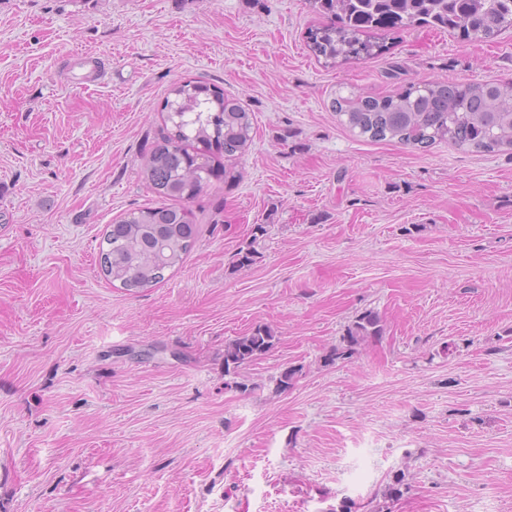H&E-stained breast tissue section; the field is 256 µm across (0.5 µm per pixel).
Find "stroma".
<instances>
[{"instance_id": "obj_1", "label": "stroma", "mask_w": 512, "mask_h": 512, "mask_svg": "<svg viewBox=\"0 0 512 512\" xmlns=\"http://www.w3.org/2000/svg\"><path fill=\"white\" fill-rule=\"evenodd\" d=\"M322 21L309 0H0V512H372L395 482L391 512H512V154L371 141L331 109L512 81V29L388 31L327 65ZM84 52L111 81L64 76ZM187 80L240 97L253 140L189 202L183 264L129 292L99 244L156 203L143 158ZM367 310L382 336L324 364ZM259 325L274 348L225 376ZM265 232L266 227L263 224H257L252 229L250 237H248L249 239L247 238L239 245L238 251L235 254L239 266H245L255 261V256L258 254L255 244Z\"/></svg>"}]
</instances>
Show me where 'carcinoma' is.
I'll use <instances>...</instances> for the list:
<instances>
[{
  "mask_svg": "<svg viewBox=\"0 0 512 512\" xmlns=\"http://www.w3.org/2000/svg\"><path fill=\"white\" fill-rule=\"evenodd\" d=\"M326 22L309 32V47L325 62L368 57L382 45L361 39L370 30H395L414 24L489 38L512 28V0H315ZM164 106L178 117L146 157L143 173L161 203L131 210L110 225L99 246V264L112 283L133 291L164 280L180 265L199 228L181 205L198 196L226 172L221 159H233L252 141L251 113L239 99L197 81L171 88ZM341 123L372 141H393L413 148L448 143L477 153L512 152V83L429 82L388 96L352 92L331 101ZM257 224L236 253L237 264L255 261ZM377 313H361L324 362L350 358L363 343L380 336ZM269 326H257L224 345V375L260 359L275 345Z\"/></svg>",
  "mask_w": 512,
  "mask_h": 512,
  "instance_id": "cac0c4a2",
  "label": "carcinoma"
}]
</instances>
